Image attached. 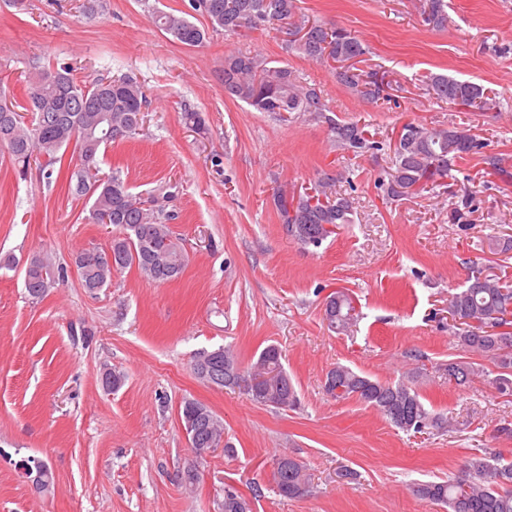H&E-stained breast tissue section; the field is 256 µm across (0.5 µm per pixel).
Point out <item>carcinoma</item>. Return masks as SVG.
Returning a JSON list of instances; mask_svg holds the SVG:
<instances>
[{
	"instance_id": "1",
	"label": "carcinoma",
	"mask_w": 512,
	"mask_h": 512,
	"mask_svg": "<svg viewBox=\"0 0 512 512\" xmlns=\"http://www.w3.org/2000/svg\"><path fill=\"white\" fill-rule=\"evenodd\" d=\"M191 8L207 19L211 30L235 35L242 31L266 29L276 24L288 26V48L301 57L317 62L340 64L337 78L352 94L378 102L388 100L392 88L386 76L364 72L352 61L364 55L361 40L342 27H326L309 20L298 0H191ZM424 20L442 28L448 20V0H419ZM155 22L176 41L186 46L203 43L208 30L183 16L161 12ZM424 89L439 101L479 111L489 110L492 99L482 86L447 75L429 73ZM224 94L238 99L258 112H303L324 120L334 134L336 147L360 155L379 150L382 143L366 138L358 122L342 123L327 115L321 91L300 81L286 66L251 53L232 52L224 57ZM147 103L144 87L130 77L109 80H80L71 66L50 64L29 82L27 106L18 110L15 100L0 91V147L24 167L33 157H45L50 165L62 162L61 149L74 145L78 163L68 191L75 197L93 198L92 222H108L119 229L106 251L85 248L76 253L74 264L80 270L81 286L95 294L112 285V271L136 267L154 283L179 278L187 266V254L179 238L173 236L169 222L175 214L166 211L170 195L142 198L131 191L118 175L100 174L97 159L112 144L134 137L142 126ZM31 113L25 120L22 112ZM484 143L457 126L444 128L408 123L398 135L389 170L377 185L387 199L399 200L428 185L439 186L451 177L454 162L469 154H479ZM473 196L464 193L452 202L450 219L467 222ZM273 205L288 236L304 246H320L335 233V228L350 223L352 197L336 191V179L326 176L308 193L273 195ZM26 290L40 299L64 279V268L49 256H34L26 265ZM448 314L456 327L460 348L496 361L501 372L492 381L505 394L512 392V286L502 278L472 269L468 285L448 298ZM328 327L347 333L356 325L355 306L349 294L338 291L325 305ZM448 380L461 386L480 375L468 361L450 360L440 367ZM255 384L245 391L252 402L278 409L293 408L297 393L281 362L280 350L270 345L256 361L241 369ZM335 387L327 392L337 399L355 397L378 411L396 427L424 433L448 427V418L431 412L418 390L405 383L392 384L353 369L336 365L326 378ZM188 416L199 448H217L224 428L205 404L187 400L180 416ZM287 460L274 468L279 495L295 498L311 482L309 469L301 460L283 454ZM414 492L427 502L446 507V512H512V464L473 458L461 475L444 481L418 484ZM247 501L234 489H224L221 512H248Z\"/></svg>"
}]
</instances>
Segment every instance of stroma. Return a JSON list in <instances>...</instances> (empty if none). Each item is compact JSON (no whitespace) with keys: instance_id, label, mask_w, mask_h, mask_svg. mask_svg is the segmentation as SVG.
Masks as SVG:
<instances>
[{"instance_id":"obj_1","label":"stroma","mask_w":512,"mask_h":512,"mask_svg":"<svg viewBox=\"0 0 512 512\" xmlns=\"http://www.w3.org/2000/svg\"><path fill=\"white\" fill-rule=\"evenodd\" d=\"M299 5L362 40L358 67L396 82L391 101L358 99L338 82L335 62L289 52L282 29L212 32L182 45L151 15L206 27L189 0H0V86L17 99L28 77L56 62L81 80L126 75L145 86L139 134L112 144L99 165L135 193L172 186L170 227L189 254L175 281L152 283L128 268L89 294L73 255L108 247L112 232L92 223L91 199L69 194L71 152L57 171L42 158L22 169L0 153V258L18 261L0 268V512H221L228 486L253 512H445L414 486L459 475L473 457L512 461V394L492 387L496 364L463 352L448 319V297L471 267L512 275V0H448L442 29L423 20L415 0ZM235 50L290 68L321 91L332 116L364 125L383 150H338L328 125L310 115L279 117L226 97L224 57ZM431 72L482 85L495 108L429 98ZM188 111L205 117L207 136L186 125ZM408 123L469 129L502 157L503 172L470 155L448 185L386 199L376 182ZM327 175L339 189L354 185L352 221L321 246L298 245L271 197L303 193ZM466 191L469 221L450 223L453 196ZM37 254L67 270L39 300L28 296L23 269ZM337 291L350 293L360 314L347 335L323 318ZM270 345L296 388V409L257 405L193 373L199 351L231 347L245 367ZM451 359L473 360L481 377L449 382L438 367ZM339 363L394 384L420 370L419 393L451 428L413 434L358 399L336 400L325 382ZM109 371L125 375L119 390L104 386ZM189 399L215 412L235 450L207 454L192 493L180 484L195 459L178 417ZM284 452L312 475L293 499L273 478ZM31 456L48 462L50 490L21 474Z\"/></svg>"}]
</instances>
